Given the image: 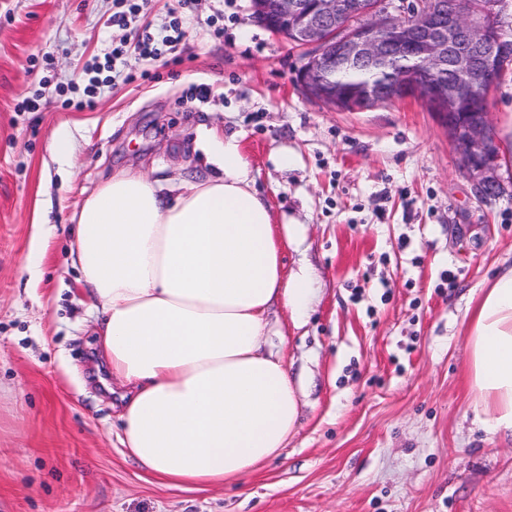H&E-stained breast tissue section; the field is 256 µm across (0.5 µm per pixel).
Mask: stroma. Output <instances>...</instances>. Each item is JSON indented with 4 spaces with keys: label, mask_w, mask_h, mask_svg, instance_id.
Segmentation results:
<instances>
[{
    "label": "stroma",
    "mask_w": 512,
    "mask_h": 512,
    "mask_svg": "<svg viewBox=\"0 0 512 512\" xmlns=\"http://www.w3.org/2000/svg\"><path fill=\"white\" fill-rule=\"evenodd\" d=\"M148 3L118 27L114 0H0V512H512V441L476 420L465 332L512 267V72L485 100L501 190L482 199L422 101L345 112L307 98L305 49L255 23L250 0ZM175 20L184 34L160 59L130 56L139 79L113 73L93 107L64 106L109 44ZM233 134L277 221L297 227L285 274L313 280L306 317L274 307L264 345L299 418L258 472L176 488L120 444L72 217L124 171L217 174L208 141Z\"/></svg>",
    "instance_id": "1"
}]
</instances>
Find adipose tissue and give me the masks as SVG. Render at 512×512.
I'll return each mask as SVG.
<instances>
[{
	"label": "adipose tissue",
	"mask_w": 512,
	"mask_h": 512,
	"mask_svg": "<svg viewBox=\"0 0 512 512\" xmlns=\"http://www.w3.org/2000/svg\"><path fill=\"white\" fill-rule=\"evenodd\" d=\"M218 174L172 186L123 173L84 201L70 257L98 302L97 336L119 384L120 442L175 487L221 485L278 456L299 401L264 349L267 314L301 318L308 272L283 273L294 225L277 223L237 137ZM468 382L489 432L512 439V268L469 315Z\"/></svg>",
	"instance_id": "1"
}]
</instances>
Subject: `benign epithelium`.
<instances>
[{
    "label": "benign epithelium",
    "instance_id": "1",
    "mask_svg": "<svg viewBox=\"0 0 512 512\" xmlns=\"http://www.w3.org/2000/svg\"><path fill=\"white\" fill-rule=\"evenodd\" d=\"M407 0H251L252 17L273 34L309 49L298 73L302 92L336 107L328 73L341 63L380 65L418 58L426 75L400 73L364 88L363 108L406 98L433 105L461 151L480 198L493 195L497 153L486 113L460 121L448 106L471 99L495 81L484 59L503 46L512 26V0H497V18L473 14L458 0H427L409 16Z\"/></svg>",
    "mask_w": 512,
    "mask_h": 512
}]
</instances>
